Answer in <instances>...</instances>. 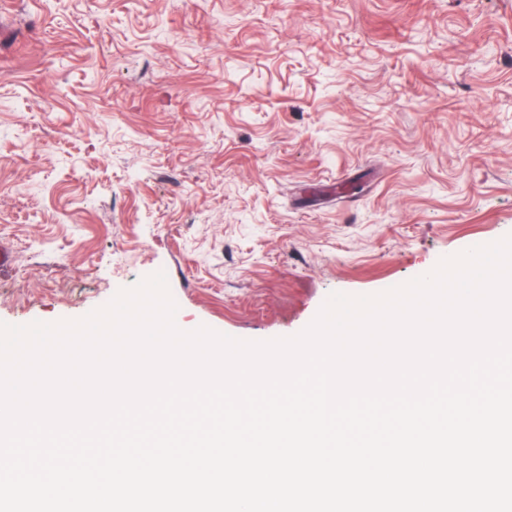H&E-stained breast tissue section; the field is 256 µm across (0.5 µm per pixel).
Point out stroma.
Masks as SVG:
<instances>
[{
  "mask_svg": "<svg viewBox=\"0 0 512 512\" xmlns=\"http://www.w3.org/2000/svg\"><path fill=\"white\" fill-rule=\"evenodd\" d=\"M509 234L512 0H0V322L291 337Z\"/></svg>",
  "mask_w": 512,
  "mask_h": 512,
  "instance_id": "stroma-1",
  "label": "stroma"
}]
</instances>
